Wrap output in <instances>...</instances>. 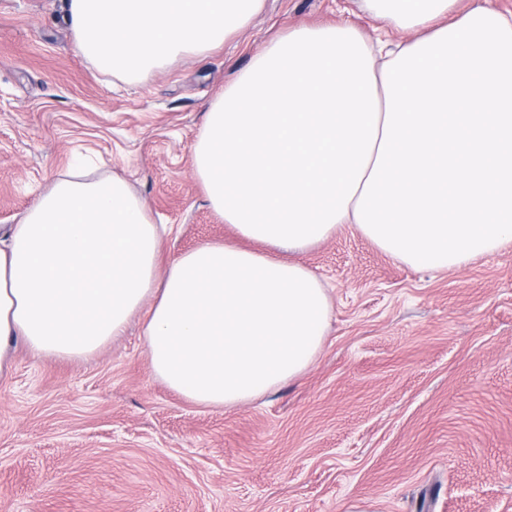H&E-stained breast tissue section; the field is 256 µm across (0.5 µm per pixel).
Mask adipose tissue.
<instances>
[{
    "mask_svg": "<svg viewBox=\"0 0 512 512\" xmlns=\"http://www.w3.org/2000/svg\"><path fill=\"white\" fill-rule=\"evenodd\" d=\"M367 2L414 39L380 65L351 26L291 29L191 146L211 206L262 251L206 243L160 268V228L122 179L58 180L0 238V371L19 344L89 356L144 308L153 373L229 410L302 375L325 340L326 289L279 251L351 224L401 263L444 271L512 243V18Z\"/></svg>",
    "mask_w": 512,
    "mask_h": 512,
    "instance_id": "adipose-tissue-1",
    "label": "adipose tissue"
}]
</instances>
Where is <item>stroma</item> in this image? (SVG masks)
<instances>
[{"instance_id":"obj_1","label":"stroma","mask_w":512,"mask_h":512,"mask_svg":"<svg viewBox=\"0 0 512 512\" xmlns=\"http://www.w3.org/2000/svg\"><path fill=\"white\" fill-rule=\"evenodd\" d=\"M343 21L405 37L365 0H263L219 48L117 77L78 53L62 0H0V227L86 155L171 225L161 265L241 244L193 173L204 116L271 39ZM297 259L328 290L323 347L231 410L155 377L143 310L87 358L17 346L0 512H512V244L426 272L344 224Z\"/></svg>"}]
</instances>
